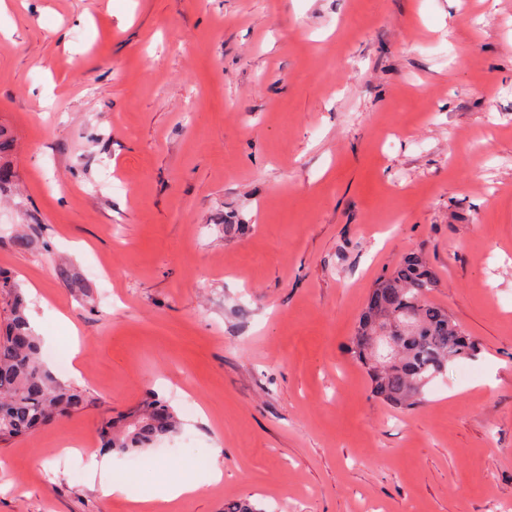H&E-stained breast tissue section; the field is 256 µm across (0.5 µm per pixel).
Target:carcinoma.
I'll return each mask as SVG.
<instances>
[{"mask_svg":"<svg viewBox=\"0 0 512 512\" xmlns=\"http://www.w3.org/2000/svg\"><path fill=\"white\" fill-rule=\"evenodd\" d=\"M10 137L0 130V196L12 190L15 173ZM436 272L424 254L411 251L372 289L347 351L365 370L373 394L403 409L422 402L424 389L443 374L448 364L474 359L476 340L456 323L448 310L432 302ZM23 289L0 272V441L34 435L49 422L83 411L91 402L86 389L55 377L42 358L39 336L30 327ZM408 317L412 330L398 340L394 362L388 368L365 365L359 340L375 324ZM181 427L175 410L154 396L135 410L101 427L102 448L119 455L140 453Z\"/></svg>","mask_w":512,"mask_h":512,"instance_id":"1","label":"carcinoma"}]
</instances>
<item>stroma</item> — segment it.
Listing matches in <instances>:
<instances>
[{"label":"stroma","mask_w":512,"mask_h":512,"mask_svg":"<svg viewBox=\"0 0 512 512\" xmlns=\"http://www.w3.org/2000/svg\"><path fill=\"white\" fill-rule=\"evenodd\" d=\"M6 3L0 270L94 403L0 443V512H135L56 455L150 395L180 430L105 475L223 471L153 512L512 502V0ZM412 250L481 351L400 410L345 345ZM11 152L10 137L0 128V196L12 190L15 173L12 168Z\"/></svg>","instance_id":"1"}]
</instances>
